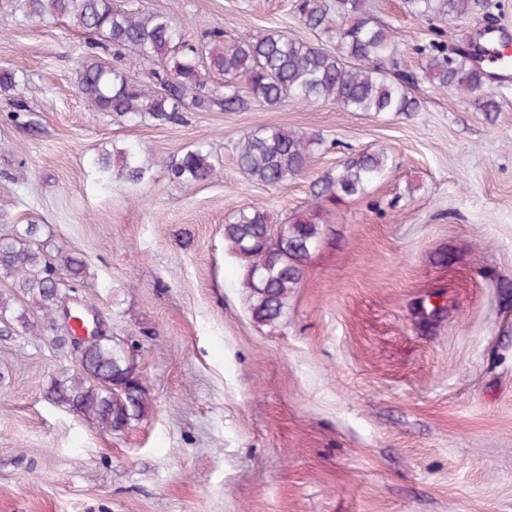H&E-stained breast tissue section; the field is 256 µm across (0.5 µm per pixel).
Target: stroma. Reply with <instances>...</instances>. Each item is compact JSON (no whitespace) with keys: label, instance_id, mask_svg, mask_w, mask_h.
Returning <instances> with one entry per match:
<instances>
[{"label":"stroma","instance_id":"35a3bbf8","mask_svg":"<svg viewBox=\"0 0 512 512\" xmlns=\"http://www.w3.org/2000/svg\"><path fill=\"white\" fill-rule=\"evenodd\" d=\"M112 4L172 11L196 36L312 37L294 0ZM365 6L406 72L434 29L465 49L490 29L512 37V0L461 20ZM94 42L0 9V67L30 86L0 95V236L41 224L85 258L76 297L131 352L152 410L106 432L55 404L53 380L75 370L68 325L44 328L0 273L30 322H0V512H512V81L491 113L422 83L408 115L286 102L189 107L161 125L77 95L83 56L129 63ZM261 125L320 135L310 171L276 188L248 179L236 151ZM199 143L216 177L173 180ZM129 145L147 179L106 183L95 159ZM378 147L392 168L337 207L280 320L257 323L225 224L253 205L284 221L316 178Z\"/></svg>","mask_w":512,"mask_h":512}]
</instances>
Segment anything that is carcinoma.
Wrapping results in <instances>:
<instances>
[{"mask_svg":"<svg viewBox=\"0 0 512 512\" xmlns=\"http://www.w3.org/2000/svg\"><path fill=\"white\" fill-rule=\"evenodd\" d=\"M6 6L37 20L67 19L112 46L129 50L138 66L153 64L150 81L141 83L95 54L79 61L76 90L98 112L136 120L149 117L160 125L182 121L186 103L197 109L213 105L226 112L255 106L275 107L328 102L346 112L407 114L420 111L411 87L427 82L474 98L483 112L498 111L488 74L467 52L448 46L439 31L414 50L424 56L418 73L400 69L388 25L364 9L363 0H295L298 23L319 38L336 40V52L292 37L276 28L247 40L221 29L194 37L169 12L117 10L112 0H4ZM406 11L419 19L452 16L464 19L485 8L483 0H405ZM224 78L223 94L211 88ZM246 81V94L235 81ZM14 71L0 68V95L23 92ZM323 139L280 127L259 126L245 134L237 163L248 178L268 187L305 174ZM112 182L136 185L148 168L134 146L105 153L95 160ZM392 165L386 149L353 154L312 185L313 202L283 224L271 225L256 206L239 210L224 225V243L238 259L242 287L248 292L253 318L273 325L303 279L324 216L347 198L359 196ZM177 181L202 182L216 176L210 153L202 145L187 150L171 167ZM44 225L25 224L0 237V270L16 276L14 290L35 300L45 323L55 321L61 297L87 275L85 261L57 248L47 251ZM59 273L62 279L53 280ZM77 370L52 382L53 400L103 431L119 432L150 410L140 383L126 381L133 362L110 338L92 337L75 355ZM124 384L121 396L112 385Z\"/></svg>","mask_w":512,"mask_h":512,"instance_id":"1","label":"carcinoma"}]
</instances>
